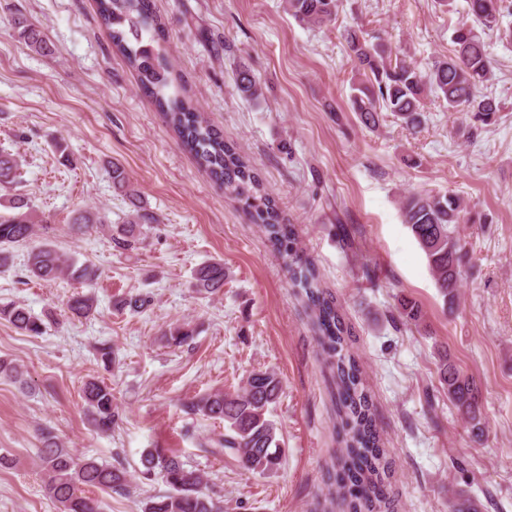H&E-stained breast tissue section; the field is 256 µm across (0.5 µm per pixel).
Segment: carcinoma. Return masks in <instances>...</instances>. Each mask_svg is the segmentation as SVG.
Wrapping results in <instances>:
<instances>
[{
  "label": "carcinoma",
  "instance_id": "obj_1",
  "mask_svg": "<svg viewBox=\"0 0 512 512\" xmlns=\"http://www.w3.org/2000/svg\"><path fill=\"white\" fill-rule=\"evenodd\" d=\"M97 4L102 25L109 30L113 46L135 68L140 88L155 97L159 111L197 163L242 203L254 223L263 226L269 243L288 267L293 286L300 289L312 311L317 341L332 359L340 418L339 469L327 480L330 502L341 499L343 512H395L374 405L365 389L360 364L348 346L350 329L339 306L322 289L315 264L299 248L295 225L266 192L251 162L202 119L192 101L177 92L165 95L166 89L175 86L176 78L160 43L164 22L153 12L150 0H97ZM284 9L300 23L320 27L335 19L337 0H285ZM510 10L512 3L508 0H467V18L453 27V49L447 57L434 61L425 74L403 60H392L382 45L369 43L357 31L346 30L355 68L351 104L362 124L375 125L377 113L385 111L408 128L419 127L426 91L445 100L448 111L466 112L482 125L490 123L499 105L493 97L478 91L492 79L491 57L482 34L501 30L502 17ZM11 28L32 50L50 52L43 33L24 14L11 19ZM503 35L511 38L512 31L506 29ZM236 86L249 101L258 103L263 98L261 83L247 71L238 73ZM19 170L17 156L0 152L1 189L16 183ZM108 175L112 188L130 205L127 221L116 225L109 236L116 246L129 248L143 225L158 223V217L131 186L122 165L109 163ZM7 204L13 214L0 217V268L12 259L13 248L25 246V270L31 279L51 282L69 277L91 282L98 278L94 265L78 264L51 243L31 244L37 236L36 225L49 223V218L37 215L28 198L13 195ZM465 212L461 200L453 196L412 194L401 202L403 224L424 252L447 309L459 299L460 278L467 263L466 241L460 233ZM101 223L102 217L88 208L76 210L70 220L77 235H85ZM225 279L224 262L215 260L196 269L192 288L199 295L216 296L223 290ZM148 305L149 298L141 294H131L118 302L120 309L131 312ZM68 311L74 318L86 319L94 315L96 304L88 295H77L69 300ZM0 319L31 336L43 333L42 319L18 303L0 305ZM421 319L418 306L403 305L401 324L417 326ZM194 335L187 323L174 324L164 332L166 342L175 346L190 344ZM437 373L448 402L471 436L481 439L485 422L476 381L449 362L446 352L438 356ZM280 390L275 372L255 370L240 389L204 393L187 401L184 408L191 415L224 424V434L213 440L217 453L231 457L249 471L265 473L276 469L284 455L279 429L272 419ZM82 394L93 427L101 434L111 433L119 420L112 386L89 376L83 382ZM39 442L45 492L58 512H99V501L87 496V491L124 492L129 487L130 474L125 467L95 457H78L50 430L41 432ZM140 464L142 474L158 475L168 487L165 493L143 502L142 512H223L221 501L204 491L202 472L176 452L150 448L142 453ZM448 512H479V504L467 491L458 490L448 498Z\"/></svg>",
  "mask_w": 512,
  "mask_h": 512
}]
</instances>
